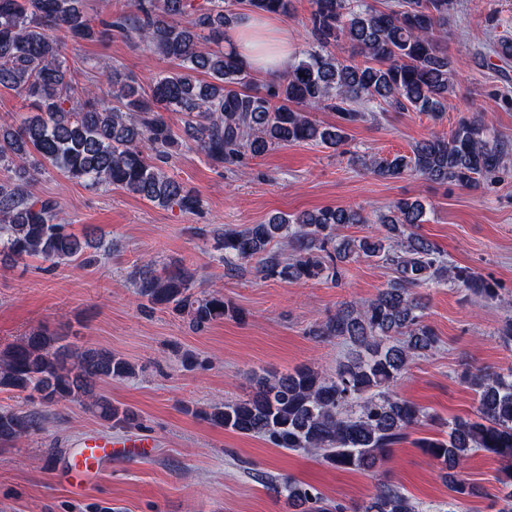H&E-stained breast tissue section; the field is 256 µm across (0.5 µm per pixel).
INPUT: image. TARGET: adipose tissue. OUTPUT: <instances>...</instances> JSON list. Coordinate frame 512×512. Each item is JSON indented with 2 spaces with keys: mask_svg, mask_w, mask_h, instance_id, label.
Masks as SVG:
<instances>
[{
  "mask_svg": "<svg viewBox=\"0 0 512 512\" xmlns=\"http://www.w3.org/2000/svg\"><path fill=\"white\" fill-rule=\"evenodd\" d=\"M225 38L235 47L243 64L255 71L283 69L293 52L286 28L251 13L228 29Z\"/></svg>",
  "mask_w": 512,
  "mask_h": 512,
  "instance_id": "obj_1",
  "label": "adipose tissue"
}]
</instances>
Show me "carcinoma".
<instances>
[{
  "label": "carcinoma",
  "mask_w": 512,
  "mask_h": 512,
  "mask_svg": "<svg viewBox=\"0 0 512 512\" xmlns=\"http://www.w3.org/2000/svg\"><path fill=\"white\" fill-rule=\"evenodd\" d=\"M294 2L130 0L132 10L95 24L85 0H0V86L34 99V111L0 123V167L13 174L0 184V265L32 257L56 264L103 246L94 228L80 237L67 231L56 203L31 191L50 167L92 187L117 186L158 206L197 213L200 195L166 170L175 147L234 172L245 159L282 144L337 149L348 142L352 124L372 116L370 107L413 110L435 120L448 110L456 66L445 44L455 0H395L382 9L366 0H312L309 48L258 87L234 47L222 46L224 34L247 12L291 17ZM114 32L138 36L150 52L179 61V70L157 74L147 92L115 67L96 82L74 83L67 43ZM199 73L208 81L198 80ZM325 110L335 122L312 117ZM166 112L185 116L184 138L169 126ZM510 161L508 144L491 135L482 117L461 118L448 132L416 142L407 155L353 158L382 179L412 174L465 187L495 177ZM424 222V203L401 199L374 217L361 207L328 206L214 234L206 225L194 228L199 237L213 236L228 273L251 264L262 279L337 283L341 264L370 260L394 274L372 298L346 302L307 329L316 339L351 347L335 371L302 365L259 377L251 396L216 404L203 418L276 448L313 454L336 469L370 471L385 462L427 417L395 390L410 363L439 345L425 321L420 290L458 283L476 304L494 294L479 275L449 265L417 233ZM347 224H376L377 234L344 236L340 229ZM131 277L140 297L181 312L196 330L237 316L223 295L192 292L193 276L184 269L159 273L146 263ZM133 374L112 351L66 343L46 328L0 351V390L31 405L79 402L115 426H129L136 416L96 387ZM467 381L476 397L473 416L449 421L442 437L410 440L440 465L459 498L476 494L462 475L470 456L483 451L496 457L504 491L497 512H512V368L478 369ZM40 424L33 408L0 410V445ZM266 488L294 512H345L291 478ZM361 512L420 510L399 486L380 483Z\"/></svg>",
  "instance_id": "carcinoma-1"
}]
</instances>
